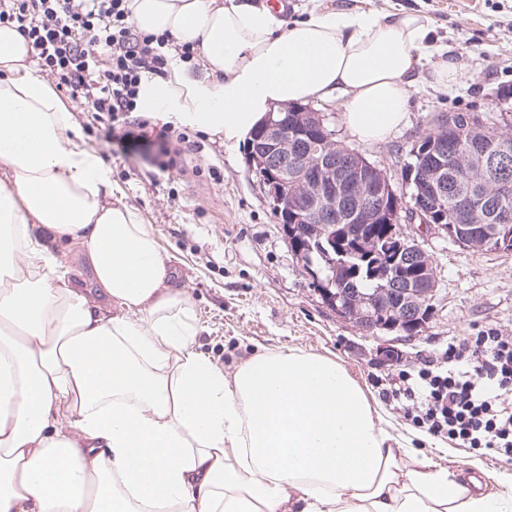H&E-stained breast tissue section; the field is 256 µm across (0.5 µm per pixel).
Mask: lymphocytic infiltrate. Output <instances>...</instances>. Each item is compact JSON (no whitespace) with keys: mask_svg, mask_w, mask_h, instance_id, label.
I'll return each mask as SVG.
<instances>
[{"mask_svg":"<svg viewBox=\"0 0 512 512\" xmlns=\"http://www.w3.org/2000/svg\"><path fill=\"white\" fill-rule=\"evenodd\" d=\"M27 40L32 57L72 100L90 105L106 142L128 146L153 127L160 154L202 146L171 122L138 113L144 83L190 60L169 35L145 34L130 20L128 0H0V25ZM444 366L401 371L413 423L451 443L512 463V337L484 328L449 343Z\"/></svg>","mask_w":512,"mask_h":512,"instance_id":"f902f5d3","label":"lymphocytic infiltrate"}]
</instances>
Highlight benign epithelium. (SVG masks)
I'll return each mask as SVG.
<instances>
[{
    "label": "benign epithelium",
    "instance_id": "obj_1",
    "mask_svg": "<svg viewBox=\"0 0 512 512\" xmlns=\"http://www.w3.org/2000/svg\"><path fill=\"white\" fill-rule=\"evenodd\" d=\"M331 139L324 115L307 105L286 106L268 113L249 150L247 164L260 177L270 206L282 214L289 245H295L293 225L305 224L317 249L327 255L336 250L338 259L329 261L325 268L308 261L310 252L295 250L327 305L367 335L407 327L419 330L428 319L422 310L435 291L436 278L417 239L401 233L398 224H416L421 233L433 230L455 239L477 215L483 200L472 198L453 219H448L446 124L435 125L429 138L413 143L411 155L420 159L427 156L433 164L426 171L412 168L407 173L406 182L413 187L411 204L397 194L387 171L363 154L348 150L336 157L328 146ZM286 188L290 189L287 196L283 195ZM511 196L512 184H501L494 224L481 229V246H512V207L506 203ZM345 220L391 225L388 242L392 247L383 249L387 261L381 275L389 282L394 304H388L386 294L378 288L372 293L355 290L343 295L333 290L336 271L346 265L349 252L336 249L332 238L326 251L323 239L328 226ZM399 265L410 267V275H397Z\"/></svg>",
    "mask_w": 512,
    "mask_h": 512
}]
</instances>
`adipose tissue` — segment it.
Here are the masks:
<instances>
[{"instance_id":"adipose-tissue-1","label":"adipose tissue","mask_w":512,"mask_h":512,"mask_svg":"<svg viewBox=\"0 0 512 512\" xmlns=\"http://www.w3.org/2000/svg\"><path fill=\"white\" fill-rule=\"evenodd\" d=\"M128 7L204 72L145 84L142 111L231 146L281 105L339 94L349 134L381 142L405 124L422 62L438 84L463 78L413 11ZM63 235L111 306L65 277L48 248ZM173 261L0 26V512H512V474L491 485L412 458L334 359L278 350L224 374L196 349Z\"/></svg>"}]
</instances>
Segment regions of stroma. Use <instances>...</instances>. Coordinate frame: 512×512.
Here are the masks:
<instances>
[{"instance_id": "stroma-1", "label": "stroma", "mask_w": 512, "mask_h": 512, "mask_svg": "<svg viewBox=\"0 0 512 512\" xmlns=\"http://www.w3.org/2000/svg\"><path fill=\"white\" fill-rule=\"evenodd\" d=\"M382 14L399 9L424 14L435 43L447 46L465 77L447 88L422 69L410 87L408 121L386 141L359 144L343 123V96L313 101L336 142L355 147L386 169L403 190L402 167L414 140L440 115L466 112L489 118L496 95L512 91V0H288L286 18L311 8ZM84 142L112 168L125 200L152 226L173 254L174 286L186 290L201 328L198 349L230 372L251 356L286 348L336 359L376 401L383 427L410 443L420 460L462 471L477 463L488 479L512 473V464L433 436L415 426L385 396L403 367L438 362L449 342L489 326L512 336V249H473L440 234L418 242L437 287L422 332L363 334L327 306L292 252L259 178L246 162V146H229L190 129L204 149L191 168L166 171L152 163L156 146L138 143L126 153L106 143L89 105L73 103Z\"/></svg>"}]
</instances>
